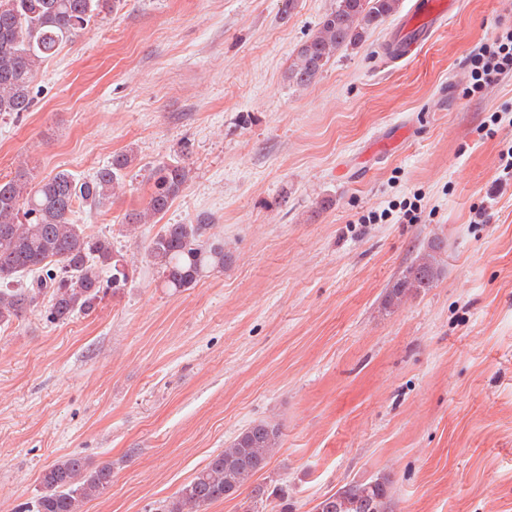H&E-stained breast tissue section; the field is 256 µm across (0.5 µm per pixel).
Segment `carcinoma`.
I'll use <instances>...</instances> for the list:
<instances>
[{
    "label": "carcinoma",
    "instance_id": "obj_1",
    "mask_svg": "<svg viewBox=\"0 0 512 512\" xmlns=\"http://www.w3.org/2000/svg\"><path fill=\"white\" fill-rule=\"evenodd\" d=\"M108 0H0V115H19L33 105L35 72L62 45L87 29ZM400 8V0H336L320 27L296 49L287 78L298 88L315 82L324 67L344 47L362 40ZM134 161L130 153L112 157L89 181L66 171L32 182L23 169L0 179V327H8L28 310L47 303L46 317L64 323L88 315L108 291L125 287L128 262L112 249L106 236L91 237L72 223L83 204L97 208L123 188L124 171ZM191 180L181 163H162L153 173V190L145 208L125 215L127 229L157 224ZM200 217L194 224H164L150 240L147 257L159 269L164 286L175 291L194 287L207 274L224 270L231 255L224 239L211 233ZM434 243L420 252L386 291L385 304L394 306L409 294L433 287L441 273ZM110 271L108 279L104 271ZM34 274L29 285L19 279ZM279 428L266 421L249 424L224 450L184 484L163 512H206L212 503L243 488L249 499L262 502L267 488L254 480L279 445ZM112 482V463L95 468L79 455L60 458L40 476L35 512H82L85 502ZM313 512H391L390 481L377 477L356 482L321 498Z\"/></svg>",
    "mask_w": 512,
    "mask_h": 512
}]
</instances>
